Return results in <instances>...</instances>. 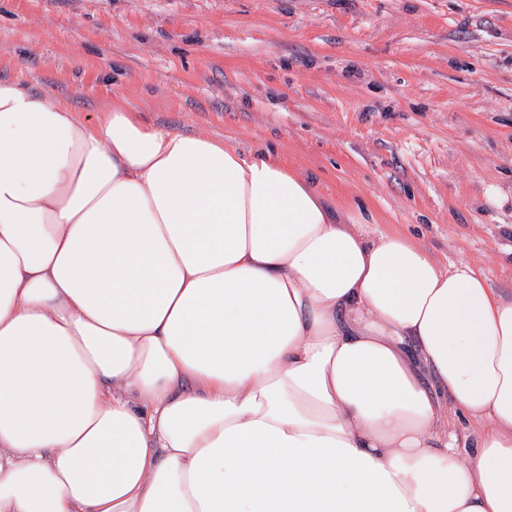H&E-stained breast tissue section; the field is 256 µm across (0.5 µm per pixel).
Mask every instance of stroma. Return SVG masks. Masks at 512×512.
Segmentation results:
<instances>
[{
  "instance_id": "35a3bbf8",
  "label": "stroma",
  "mask_w": 512,
  "mask_h": 512,
  "mask_svg": "<svg viewBox=\"0 0 512 512\" xmlns=\"http://www.w3.org/2000/svg\"><path fill=\"white\" fill-rule=\"evenodd\" d=\"M262 148L512 296V0H0V80Z\"/></svg>"
}]
</instances>
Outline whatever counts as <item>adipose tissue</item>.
<instances>
[{
	"label": "adipose tissue",
	"mask_w": 512,
	"mask_h": 512,
	"mask_svg": "<svg viewBox=\"0 0 512 512\" xmlns=\"http://www.w3.org/2000/svg\"><path fill=\"white\" fill-rule=\"evenodd\" d=\"M0 512H512V298L269 153L0 81Z\"/></svg>",
	"instance_id": "adipose-tissue-1"
}]
</instances>
